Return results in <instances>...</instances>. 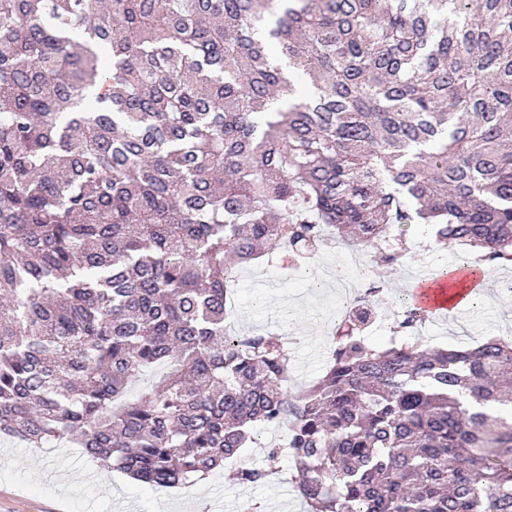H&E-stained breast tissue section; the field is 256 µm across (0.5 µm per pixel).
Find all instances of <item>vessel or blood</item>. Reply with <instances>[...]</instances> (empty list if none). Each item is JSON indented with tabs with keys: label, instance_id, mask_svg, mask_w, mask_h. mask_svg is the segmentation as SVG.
I'll list each match as a JSON object with an SVG mask.
<instances>
[{
	"label": "vessel or blood",
	"instance_id": "vessel-or-blood-1",
	"mask_svg": "<svg viewBox=\"0 0 512 512\" xmlns=\"http://www.w3.org/2000/svg\"><path fill=\"white\" fill-rule=\"evenodd\" d=\"M482 282L475 268L445 269L434 274L418 273L408 284L411 303L420 307L428 319L461 317L467 297Z\"/></svg>",
	"mask_w": 512,
	"mask_h": 512
}]
</instances>
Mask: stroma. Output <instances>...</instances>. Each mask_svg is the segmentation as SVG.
Masks as SVG:
<instances>
[{
  "mask_svg": "<svg viewBox=\"0 0 512 512\" xmlns=\"http://www.w3.org/2000/svg\"><path fill=\"white\" fill-rule=\"evenodd\" d=\"M408 235L412 258L408 267L385 269L373 255H366L367 281L380 283L374 304L380 319L369 331L371 344H387L393 316L407 299L405 276L408 268L430 264L439 269L463 265L456 246L435 247L419 227ZM342 270L340 255L323 247L318 261L295 279H288L279 260L269 262L262 280L242 277L235 291L239 330L263 333L289 324L300 339L289 350L288 388L297 392L317 382L324 374L336 330V291L325 285L322 265ZM469 323H451L434 328L425 336L426 345L456 349L476 344L482 337L502 335L504 324H512V292L489 286L483 300L470 306ZM255 445L243 452L246 463L271 466L276 476L260 485H241L225 473L187 491L161 488L128 479L91 460L83 449L68 441L48 448H29L17 438L0 437V512H192L193 506L207 512H244L245 505H257L259 512H306V505L293 478L289 456L268 460L258 454L259 443L269 441L265 425L254 428Z\"/></svg>",
  "mask_w": 512,
  "mask_h": 512,
  "instance_id": "1",
  "label": "stroma"
}]
</instances>
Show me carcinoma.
<instances>
[{
    "label": "carcinoma",
    "mask_w": 512,
    "mask_h": 512,
    "mask_svg": "<svg viewBox=\"0 0 512 512\" xmlns=\"http://www.w3.org/2000/svg\"><path fill=\"white\" fill-rule=\"evenodd\" d=\"M511 140L512 0H0V437L188 488L274 425L308 512H512L511 338L348 319L293 395L280 331L224 332L231 272L323 224L512 267Z\"/></svg>",
    "instance_id": "carcinoma-1"
}]
</instances>
